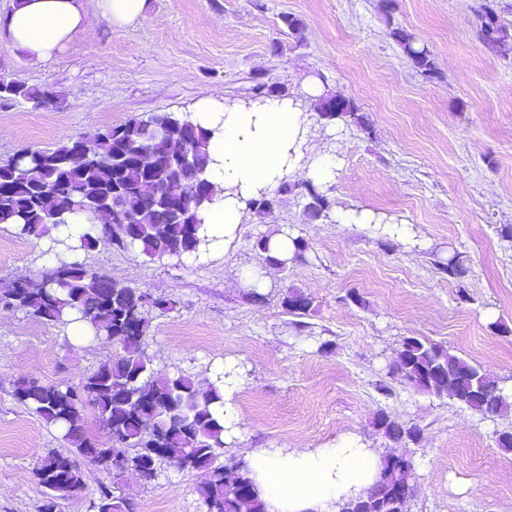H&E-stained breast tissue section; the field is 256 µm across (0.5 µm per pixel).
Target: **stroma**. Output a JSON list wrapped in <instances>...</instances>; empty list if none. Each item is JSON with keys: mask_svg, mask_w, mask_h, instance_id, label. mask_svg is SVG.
<instances>
[{"mask_svg": "<svg viewBox=\"0 0 512 512\" xmlns=\"http://www.w3.org/2000/svg\"><path fill=\"white\" fill-rule=\"evenodd\" d=\"M485 5L512 29V0H151L148 20L126 28L89 12L90 34L40 65L0 41V78L53 95L36 109L0 104V161L184 111L204 95L244 101L259 76L295 98L317 80L368 116L367 132L313 121L317 146L343 160L328 193L336 208L411 225L417 244L371 225L307 221L305 182L292 176L281 207L247 217L226 252L153 260L103 241L81 256L103 278L176 300V310L151 313L142 348L154 372L203 383L216 369H240L227 399L232 454L346 440L383 449L374 419L384 412L420 430L419 444L405 449L414 485L407 512H512V450L496 443L512 430V411L485 418L390 375L401 339L417 336L480 365L512 393V238L500 235L512 227V50L482 47ZM287 16L301 21L300 36L289 35ZM394 26L431 51L436 74L414 67ZM285 233L306 241L303 259L266 269L254 242ZM454 253L464 278L440 268ZM68 259L58 233L2 227L0 293ZM257 270L258 289L250 282ZM290 288L311 299L310 315L285 312ZM112 356L106 343H74L66 324L0 304V512H42L37 464L68 447L15 399L17 381L76 387ZM84 470V487L58 512H96L100 484L112 482L133 512H206L201 473L164 467L146 481Z\"/></svg>", "mask_w": 512, "mask_h": 512, "instance_id": "1", "label": "stroma"}]
</instances>
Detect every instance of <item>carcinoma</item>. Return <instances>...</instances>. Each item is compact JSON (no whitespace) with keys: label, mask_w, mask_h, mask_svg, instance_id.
Returning a JSON list of instances; mask_svg holds the SVG:
<instances>
[{"label":"carcinoma","mask_w":512,"mask_h":512,"mask_svg":"<svg viewBox=\"0 0 512 512\" xmlns=\"http://www.w3.org/2000/svg\"><path fill=\"white\" fill-rule=\"evenodd\" d=\"M390 35L416 69L427 75L437 71L430 51L415 46L407 31L395 27ZM479 37L491 52L506 51L512 44V33L488 7L482 8ZM6 87L8 102L25 101L36 108L50 103L47 92L21 82L8 81ZM316 110L320 120L369 129L368 118L349 98L326 94L319 98ZM210 137L209 131L190 121L188 113L160 112L54 149L22 151L0 162V224L15 227L22 236L38 238L68 226L71 216L81 213L90 223L81 237L87 250L105 238L119 248H137L151 259L198 254L208 246L206 236L200 235L201 211L224 192L205 177ZM80 142L89 146L90 155L86 163L74 167L66 159ZM149 149L157 151L151 167L142 163ZM290 191L283 181L277 189L248 199L246 211L269 215ZM306 191L307 215L329 217L327 194L311 183L306 184ZM254 246L264 254L266 266L285 270L287 259L272 254L269 238L257 239ZM0 302L47 323L75 316L90 324L94 338L108 344L119 336L132 337V344L116 350L112 361L79 388L44 385L33 379L18 381L16 399L64 431L70 444L64 452H48L38 464L36 475L48 490L43 512H56L58 501L83 486L85 473L78 460L91 458L107 470V459L114 454L123 457L128 471H152L147 481L155 479L164 464L179 472H207V481L198 489L206 512H265L246 463L233 455L223 456V449L230 446L226 442L229 427L214 416L213 406L224 404L220 386L232 372L216 373L215 383L201 390L183 373L154 376L150 360L133 348L147 337L150 310L171 312L176 301L103 280L85 263L71 262L43 273L39 283L11 289ZM283 305L298 317L312 309L311 300L295 288L288 290ZM393 373L415 391L458 403L456 389H472L478 396L464 405L483 417L512 409L497 379L424 339L406 336L401 340ZM87 406L93 408L106 439L82 431L79 422ZM374 426L393 445L413 440L418 431L417 426L398 423L384 412L377 414ZM381 465L377 483L356 497L337 501V512H407L413 491L411 458L386 454ZM96 508L97 512H132L133 505L103 485Z\"/></svg>","instance_id":"obj_1"}]
</instances>
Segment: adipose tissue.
I'll return each instance as SVG.
<instances>
[{"mask_svg":"<svg viewBox=\"0 0 512 512\" xmlns=\"http://www.w3.org/2000/svg\"><path fill=\"white\" fill-rule=\"evenodd\" d=\"M112 26L145 21L150 0H94ZM84 0H13L0 15V40L39 65L53 59L77 34L86 32ZM195 124L212 131L207 179L224 192L204 212L210 251L227 250L245 218L246 201L298 175L330 184L342 158L315 151L309 114L292 97L229 103L204 95L189 108ZM245 459L263 492L266 512H335L341 498L374 485L379 454L356 440L291 451L254 448Z\"/></svg>","mask_w":512,"mask_h":512,"instance_id":"ef3b65f1","label":"adipose tissue"}]
</instances>
